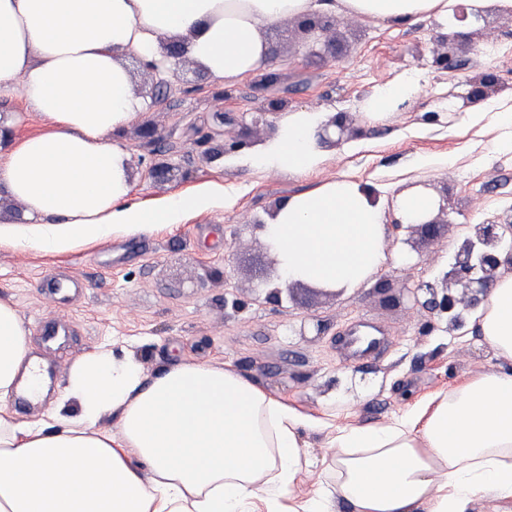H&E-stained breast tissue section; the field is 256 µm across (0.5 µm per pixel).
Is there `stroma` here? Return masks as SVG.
Masks as SVG:
<instances>
[{"label": "stroma", "mask_w": 512, "mask_h": 512, "mask_svg": "<svg viewBox=\"0 0 512 512\" xmlns=\"http://www.w3.org/2000/svg\"><path fill=\"white\" fill-rule=\"evenodd\" d=\"M332 30L343 47L335 61L309 52L296 20L267 28L275 50L269 71L278 76L270 84L260 72L226 82L181 60L175 99L134 113L113 133L130 156L128 203L150 210L210 182L223 187V205L67 254L0 248V300L29 331L53 390L67 386L77 359L106 348L135 357L148 377L184 358L228 363L273 397L322 419L323 428L305 436L308 462L292 490L296 502L326 487L328 444L338 429L383 426L480 374L512 373V361L498 358L478 330L448 333L445 321L408 300L388 302L375 289L381 280L397 289L433 279L466 225L512 215V13L486 12L461 33L431 19L395 28L337 13ZM446 50L460 61L456 70L434 66ZM486 74L496 79L492 92L465 100ZM410 78L420 92L404 111L366 116L373 95ZM270 98L290 111L346 113L356 133L303 177L225 165V144L245 137L259 145L278 134L282 113L266 114L257 126L248 119ZM218 112L225 124L214 121ZM148 127L161 136L160 147L143 137ZM163 162L179 165L181 176L153 179L149 166ZM340 176L371 184L390 202L417 190L447 197L450 223L438 243L415 242L407 229H395L397 215L389 213L384 247L399 261L333 297L301 290L278 306L258 298L261 279L279 273L280 264L252 219ZM65 276L82 290L52 296L43 289ZM228 297L245 307H226ZM43 319L65 324L61 342L44 341ZM317 324L320 335H301V326ZM352 327L380 337L381 354L348 358L343 341Z\"/></svg>", "instance_id": "35a3bbf8"}]
</instances>
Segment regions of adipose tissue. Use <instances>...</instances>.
Masks as SVG:
<instances>
[{
    "instance_id": "1",
    "label": "adipose tissue",
    "mask_w": 512,
    "mask_h": 512,
    "mask_svg": "<svg viewBox=\"0 0 512 512\" xmlns=\"http://www.w3.org/2000/svg\"><path fill=\"white\" fill-rule=\"evenodd\" d=\"M512 0H0V98L49 119V132L12 140L0 123V187L26 210L0 225V247L66 253L114 233L137 235L222 199L204 183L147 211L127 204L130 158L111 141L146 101L130 57L163 75L179 45L206 73L244 79L269 66L264 30L288 18L349 11L402 25H447ZM324 115L288 113L250 163L305 175L323 161ZM386 211L357 182L336 178L284 199L268 235L288 278L353 285L382 266ZM484 341L512 360V273L476 314ZM46 393L29 333L0 301V512H330L319 494L286 508L303 435L322 423L229 366L185 360L145 379L140 364L99 348L72 366L48 418L16 421V390ZM118 416L116 431L99 428ZM334 488L354 512H474L479 499L512 512V373L489 372L393 423L343 428L330 443Z\"/></svg>"
}]
</instances>
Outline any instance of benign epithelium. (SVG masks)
Returning a JSON list of instances; mask_svg holds the SVG:
<instances>
[{"instance_id": "1", "label": "benign epithelium", "mask_w": 512, "mask_h": 512, "mask_svg": "<svg viewBox=\"0 0 512 512\" xmlns=\"http://www.w3.org/2000/svg\"><path fill=\"white\" fill-rule=\"evenodd\" d=\"M308 35L321 33L326 36L325 46L330 57H336V45L329 38V21L322 18L299 22ZM151 78V99L162 100L175 93V86L154 66L141 65ZM351 133V127L343 116L333 117L324 127L321 141L336 144ZM448 214V204L438 202L437 212L418 214L396 227L406 226L425 241L440 237V227L448 224L442 216ZM512 267V219L507 222L484 221L468 225V231L460 238L446 268L432 282L419 283L410 288L402 287L414 304L420 305L438 318L448 321V331L464 328L470 310L477 307L493 287L503 266ZM265 300L277 305L283 299L293 300L299 280L290 281L284 274L264 281Z\"/></svg>"}]
</instances>
